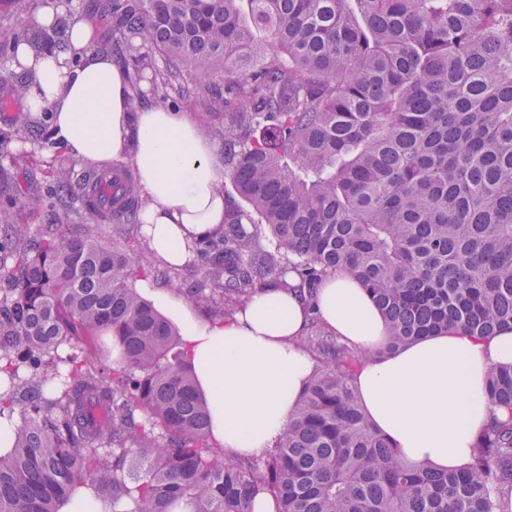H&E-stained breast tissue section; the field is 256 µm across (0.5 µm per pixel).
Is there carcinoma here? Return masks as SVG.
<instances>
[{"label":"carcinoma","instance_id":"1","mask_svg":"<svg viewBox=\"0 0 512 512\" xmlns=\"http://www.w3.org/2000/svg\"><path fill=\"white\" fill-rule=\"evenodd\" d=\"M135 76L154 95L197 86L224 121V171L248 209L160 268L69 224L36 233L0 204V512H62L90 491L110 512H512V415L492 417L459 472L403 465L352 386L363 354L312 337L317 365L270 458L244 466L211 441L206 401L175 327L137 291L186 286L226 319L264 288L313 293L356 276L380 310L384 349L455 327L512 326V0H107ZM268 32L259 41L254 30ZM67 40L0 30L20 43ZM161 57L165 67L155 66ZM98 172L58 160L73 201ZM121 215L141 191L123 174ZM512 411V365L489 374Z\"/></svg>","mask_w":512,"mask_h":512}]
</instances>
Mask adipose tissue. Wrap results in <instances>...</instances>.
Segmentation results:
<instances>
[{"instance_id":"obj_1","label":"adipose tissue","mask_w":512,"mask_h":512,"mask_svg":"<svg viewBox=\"0 0 512 512\" xmlns=\"http://www.w3.org/2000/svg\"><path fill=\"white\" fill-rule=\"evenodd\" d=\"M68 35L64 48L40 57L19 45L20 70L31 80L26 110L50 113L54 141L83 162L132 164L150 198L143 237L165 264L184 265L196 240L224 221L218 146L181 112L148 104L131 109L128 71L110 53L94 51L98 29L91 19L73 17ZM157 303L181 326L212 440L234 460L265 457L313 372L311 355L298 343L309 322L305 301L267 288L232 317L208 322L169 296ZM316 306L328 332L368 352L352 384L406 466L460 470L491 416L506 418L505 409L490 408L487 384L492 367L512 364V330L480 337L452 328L381 356L385 323L356 277L328 276Z\"/></svg>"}]
</instances>
